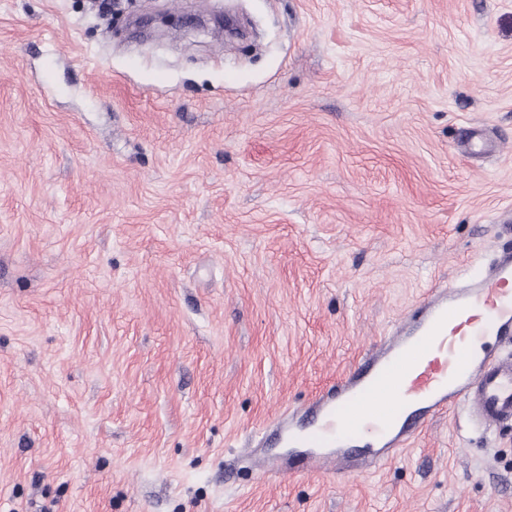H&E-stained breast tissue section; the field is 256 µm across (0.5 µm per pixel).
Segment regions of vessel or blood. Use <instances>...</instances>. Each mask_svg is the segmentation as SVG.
Wrapping results in <instances>:
<instances>
[{
    "label": "vessel or blood",
    "instance_id": "vessel-or-blood-1",
    "mask_svg": "<svg viewBox=\"0 0 512 512\" xmlns=\"http://www.w3.org/2000/svg\"><path fill=\"white\" fill-rule=\"evenodd\" d=\"M512 248L462 287L428 293L359 366L302 411L283 410L263 433L285 454L253 449L271 475L302 463L345 474L371 472L399 455L430 419L461 408L483 425L512 423ZM372 437L357 454L351 438Z\"/></svg>",
    "mask_w": 512,
    "mask_h": 512
}]
</instances>
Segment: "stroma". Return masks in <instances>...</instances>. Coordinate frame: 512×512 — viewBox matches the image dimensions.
<instances>
[{"instance_id":"35a3bbf8","label":"stroma","mask_w":512,"mask_h":512,"mask_svg":"<svg viewBox=\"0 0 512 512\" xmlns=\"http://www.w3.org/2000/svg\"><path fill=\"white\" fill-rule=\"evenodd\" d=\"M507 247L512 0H0V512H512L459 409L247 458Z\"/></svg>"}]
</instances>
